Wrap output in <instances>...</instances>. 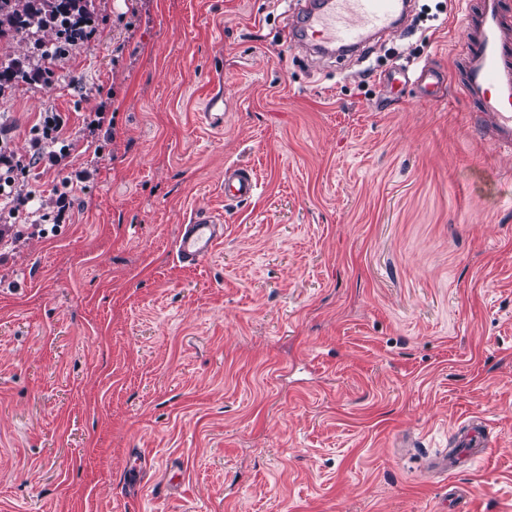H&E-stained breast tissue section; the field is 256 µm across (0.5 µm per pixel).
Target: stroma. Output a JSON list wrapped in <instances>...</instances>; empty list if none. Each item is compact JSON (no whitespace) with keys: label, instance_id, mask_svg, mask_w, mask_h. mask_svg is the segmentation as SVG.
Listing matches in <instances>:
<instances>
[{"label":"stroma","instance_id":"35a3bbf8","mask_svg":"<svg viewBox=\"0 0 512 512\" xmlns=\"http://www.w3.org/2000/svg\"><path fill=\"white\" fill-rule=\"evenodd\" d=\"M288 9L95 0L88 42L0 94L15 156L41 117L68 136L32 190L90 173L0 252V512H512V154L456 93L378 80L451 69L463 15L417 0L365 64L296 49ZM202 208L224 241L186 267ZM473 416L488 452L431 473ZM385 82L392 90L399 85L417 84L424 91L426 101L432 102L440 98L447 89L445 77L438 71L423 66L410 70L408 67H395L383 75ZM258 190V181L249 166L239 163L224 168V200L245 202L253 198ZM224 239V218L208 210L194 213L189 224H183L177 238L179 261L188 266L211 256Z\"/></svg>","mask_w":512,"mask_h":512}]
</instances>
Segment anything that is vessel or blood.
I'll use <instances>...</instances> for the list:
<instances>
[{
  "mask_svg": "<svg viewBox=\"0 0 512 512\" xmlns=\"http://www.w3.org/2000/svg\"><path fill=\"white\" fill-rule=\"evenodd\" d=\"M465 27L456 55L461 78L457 91L471 105V120L484 140L496 149L512 152V16L504 0H460ZM407 9L406 0H302L292 15L298 47L339 46L357 50L370 34L395 28ZM391 87L414 83L426 101L439 99L446 90L444 76L421 67H396L386 72ZM258 190L249 166L234 163L224 168V199L245 202ZM224 238V218L208 210L194 213L182 225L176 249L179 261L193 266L211 256ZM454 446L432 458L430 469L450 472L487 450L486 422L474 417L454 431Z\"/></svg>",
  "mask_w": 512,
  "mask_h": 512,
  "instance_id": "b4317fda",
  "label": "vessel or blood"
}]
</instances>
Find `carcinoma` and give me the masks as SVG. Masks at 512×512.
Masks as SVG:
<instances>
[{
  "label": "carcinoma",
  "instance_id": "carcinoma-1",
  "mask_svg": "<svg viewBox=\"0 0 512 512\" xmlns=\"http://www.w3.org/2000/svg\"><path fill=\"white\" fill-rule=\"evenodd\" d=\"M94 12V0H0V40L31 36L37 47L49 40L61 52L84 39ZM26 77L19 61L0 62V90Z\"/></svg>",
  "mask_w": 512,
  "mask_h": 512
}]
</instances>
